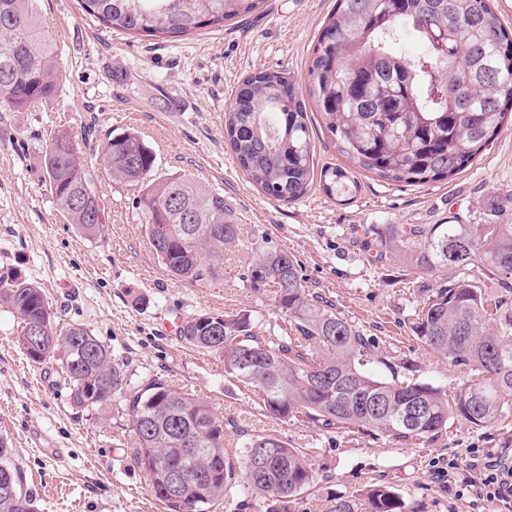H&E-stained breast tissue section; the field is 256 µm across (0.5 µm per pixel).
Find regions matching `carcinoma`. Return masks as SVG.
<instances>
[{"instance_id": "cac0c4a2", "label": "carcinoma", "mask_w": 512, "mask_h": 512, "mask_svg": "<svg viewBox=\"0 0 512 512\" xmlns=\"http://www.w3.org/2000/svg\"><path fill=\"white\" fill-rule=\"evenodd\" d=\"M265 0H81L85 14L106 29L130 35L178 37L250 14ZM54 48L32 0H0V112H24L57 97ZM311 99L349 168L325 165L319 182L329 196L360 188L350 172L423 185L471 166L512 115V30L490 0H337L320 29L301 86L281 71L247 76L228 109L225 137L237 163L261 190L295 201L311 188L314 146L306 99ZM40 165L57 208L91 238L107 221L93 173L101 166L132 191L151 250L168 275L195 286L224 274V250L247 225L230 215L224 194L199 181L163 174L152 149L135 132L87 151V140L59 130L42 148ZM381 241L427 276L453 269L434 288L418 289L411 330L454 365L473 372L453 400L442 387L410 377L412 364L388 365L390 377L364 369L372 340L335 305L310 294L298 260L256 243L244 279L271 297L279 321L262 329L249 312L184 317L179 339L222 357L225 375L253 389L257 404L283 421L356 427L398 441L432 442L452 418L487 427L512 415V224H387ZM476 266L499 287L487 291L461 270ZM0 306L19 320L17 343L30 355L24 329H44L48 358L64 351L74 406L104 411L123 398L137 438L136 463L170 512H201L239 485L286 512L310 486L307 456L277 435L247 437L243 474L224 451V421L211 405L159 377L131 383L117 359L87 328L57 329L56 312L38 283L20 275L0 279ZM263 360L241 367L246 350ZM418 409L409 424L403 412ZM272 448L262 468L254 450ZM13 449L0 437V478L21 475ZM186 464L202 486L170 492L160 464ZM399 494L374 486L336 512H403ZM0 512H37L26 492L0 487Z\"/></svg>"}]
</instances>
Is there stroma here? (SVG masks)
Here are the masks:
<instances>
[{
	"label": "stroma",
	"instance_id": "obj_1",
	"mask_svg": "<svg viewBox=\"0 0 512 512\" xmlns=\"http://www.w3.org/2000/svg\"><path fill=\"white\" fill-rule=\"evenodd\" d=\"M59 58L60 97L24 112H0V278L23 273L46 290L70 324L88 328L135 378L164 377L209 401L224 419V447L239 458L245 436L274 434L308 453L310 489L290 512H334L374 485L403 499L404 512H501V504L448 492V464L471 479L474 454L512 449V417L486 428L452 419L435 441L418 444L357 429L324 428L270 418L250 390L224 373L222 359L183 344L177 322L205 312H258L274 320L267 296L243 275L249 241L224 255L218 279L192 286L157 264L127 188L99 173L95 183L108 218L97 236H82L58 211L40 168L51 131L89 129L93 144L137 131L159 169L192 176L223 192L236 223L293 255L306 286L332 301L376 348L367 368L409 361L419 380L461 390L472 373L450 365L410 328L417 290L432 287L408 257L381 244L386 224L512 223V209L491 216L490 197L512 198V124L472 166L423 185L359 178L354 197L327 196L319 184L299 200H275L249 183L224 138L225 113L241 81L263 69L307 78L314 41L336 0H265L261 9L166 41L103 28L79 0H35ZM19 323L0 307V435L38 512H168L135 461L132 423L122 398L106 414L78 409L61 363H35L19 349Z\"/></svg>",
	"mask_w": 512,
	"mask_h": 512
}]
</instances>
